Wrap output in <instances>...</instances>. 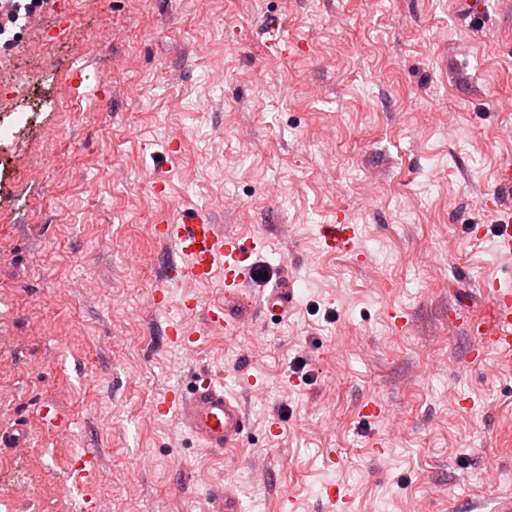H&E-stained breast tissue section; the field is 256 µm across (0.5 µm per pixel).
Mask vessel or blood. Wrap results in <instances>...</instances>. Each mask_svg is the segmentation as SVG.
<instances>
[{
    "mask_svg": "<svg viewBox=\"0 0 512 512\" xmlns=\"http://www.w3.org/2000/svg\"><path fill=\"white\" fill-rule=\"evenodd\" d=\"M487 206L499 217L494 244L499 255L512 256V164L501 166L496 187ZM160 241L171 246L175 259L166 278L175 284L191 285L209 280L216 268L224 270V302L209 307L205 319L210 327L232 336L246 318L237 309L238 290L246 278L247 261L255 248L252 240L224 235L218 225L204 214L186 222L172 221L156 228ZM321 235L333 250L351 251L356 246L357 231L352 224L326 225ZM483 288L491 299L495 312L496 330L481 337L480 347L512 351V289L499 282H485ZM293 300L292 282L280 278L264 295L262 308L267 312L286 315ZM157 415H173L177 423L207 449L221 452L238 447L251 420L234 397L225 394L214 382L194 384L190 391L174 389L155 405Z\"/></svg>",
    "mask_w": 512,
    "mask_h": 512,
    "instance_id": "1",
    "label": "vessel or blood"
}]
</instances>
